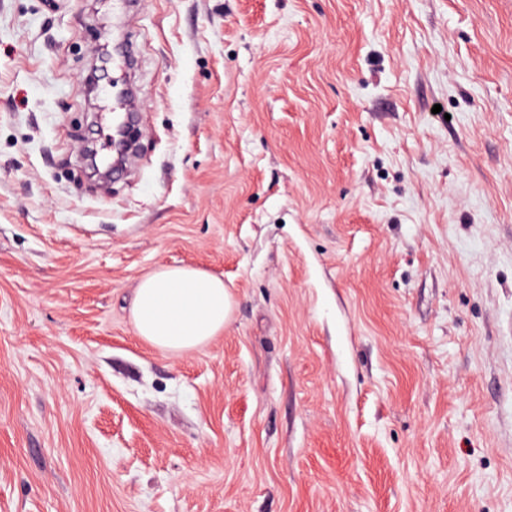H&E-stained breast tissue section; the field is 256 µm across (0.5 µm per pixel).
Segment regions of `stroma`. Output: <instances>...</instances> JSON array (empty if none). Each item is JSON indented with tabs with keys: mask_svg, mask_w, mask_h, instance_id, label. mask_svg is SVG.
I'll return each instance as SVG.
<instances>
[{
	"mask_svg": "<svg viewBox=\"0 0 512 512\" xmlns=\"http://www.w3.org/2000/svg\"><path fill=\"white\" fill-rule=\"evenodd\" d=\"M161 266L220 336L136 335ZM0 512H512V0H0ZM231 306L221 278L194 267L171 266L138 281L131 311L140 339L183 353L221 335Z\"/></svg>",
	"mask_w": 512,
	"mask_h": 512,
	"instance_id": "stroma-1",
	"label": "stroma"
}]
</instances>
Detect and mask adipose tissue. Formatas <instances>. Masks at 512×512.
Here are the masks:
<instances>
[{
    "label": "adipose tissue",
    "instance_id": "adipose-tissue-1",
    "mask_svg": "<svg viewBox=\"0 0 512 512\" xmlns=\"http://www.w3.org/2000/svg\"><path fill=\"white\" fill-rule=\"evenodd\" d=\"M231 306L221 278L194 267L171 266L138 281L131 311L140 339L183 353L221 335Z\"/></svg>",
    "mask_w": 512,
    "mask_h": 512
}]
</instances>
